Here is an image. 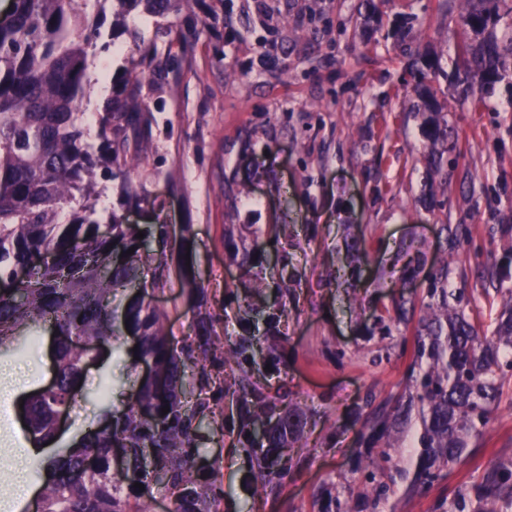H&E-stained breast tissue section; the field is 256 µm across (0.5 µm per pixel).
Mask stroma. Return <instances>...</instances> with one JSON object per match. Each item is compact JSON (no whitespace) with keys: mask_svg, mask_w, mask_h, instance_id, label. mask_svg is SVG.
Here are the masks:
<instances>
[{"mask_svg":"<svg viewBox=\"0 0 512 512\" xmlns=\"http://www.w3.org/2000/svg\"><path fill=\"white\" fill-rule=\"evenodd\" d=\"M437 0H382L379 14L359 0H190L185 17H220L192 52L160 60L144 91L156 117L148 158L133 179L163 204L167 223H190L188 265L210 294L218 332L241 336L246 304L275 309V287L250 294L233 252L262 244L302 275L299 301L279 330L287 336L274 379L285 403L303 409L306 426L282 457L274 489L259 490L240 446L241 408L218 400L217 418L200 439L202 465L221 491L220 512H319L318 489L335 485L347 496L357 466L368 401L404 389L412 361V332L384 336L373 323L401 295L415 316L429 302L427 276L448 268V285L473 290L471 314L492 329L497 296L480 292L482 272L512 289V87L498 85L488 107L477 109L454 91L439 100L452 135L439 149L447 176L423 160L424 118L410 96L404 49L436 52L452 69L459 12L440 15ZM407 15L420 26L402 44L387 32ZM113 47L89 56L92 80L85 112L104 101L98 82L111 81L133 37L167 35L138 16ZM177 189H170V182ZM469 224L470 239L446 253L439 229ZM283 225L280 235L269 227ZM176 336L194 332L195 315L179 284L155 291ZM125 338L120 352L104 351L86 371L81 398L58 447L98 419L103 406L122 409L144 370ZM53 339L43 335L0 357V512H32L14 496L29 441L19 400L51 377ZM512 456V380L474 455L452 477L468 484L489 462ZM448 483V484H451ZM448 484L397 491L393 512H434Z\"/></svg>","mask_w":512,"mask_h":512,"instance_id":"obj_1","label":"stroma"}]
</instances>
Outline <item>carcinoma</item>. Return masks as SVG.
<instances>
[{
    "label": "carcinoma",
    "mask_w": 512,
    "mask_h": 512,
    "mask_svg": "<svg viewBox=\"0 0 512 512\" xmlns=\"http://www.w3.org/2000/svg\"><path fill=\"white\" fill-rule=\"evenodd\" d=\"M107 2L117 16L137 11L171 33L187 0H14L10 20L0 24V354L21 348L27 335L46 328L57 336L55 384L27 396L22 421L39 449L59 437L55 416L72 410L85 364L98 349L116 350L121 337L134 336L138 360L152 364L164 382L160 389L143 380L136 403L106 409L102 425L37 458L36 472L46 476L42 512H140L131 501L155 491L168 497L173 512H219L199 464L200 430L215 418L207 363L222 350L231 355L238 374L225 395L269 407L256 356L267 361L283 346L279 323L286 307L250 309L252 320L267 326L266 346L256 348L220 336L205 316L195 324L194 337L180 341L166 313L153 305L152 292L175 281L197 312L210 299L184 261L192 225H182L176 240L165 221L144 230L124 214L148 200L146 186L130 173L147 160L152 116L143 89L156 68V43H135L115 92L94 115L95 135L85 126L87 58L104 37ZM463 2L469 26L457 45L454 70H441L431 56H412L409 74L427 110L431 82H448L478 108L500 84V73L512 71V36L503 33L512 29V0ZM101 180L117 185L121 194L122 212L112 211L105 224L97 210ZM441 233L453 250L471 236V225L444 224ZM131 248L134 253H127ZM266 264L264 252L255 251L243 256L241 267L258 280ZM21 269L28 276L17 281ZM130 288L139 290L138 297L117 304V295ZM428 296L405 393L387 397L365 422L369 487L356 500L366 512H389L403 479L390 454L394 431L415 430L413 485L445 480L472 455L507 382L503 368L512 369V301L487 333L469 313L473 293L448 289V266L432 273ZM260 426L265 430L258 442ZM303 428V412L291 407L243 424L241 444L254 454L253 477L262 487L277 479L280 459ZM115 448L125 452L117 471ZM436 509L512 512V459L489 462L469 488H448Z\"/></svg>",
    "instance_id": "obj_1"
}]
</instances>
